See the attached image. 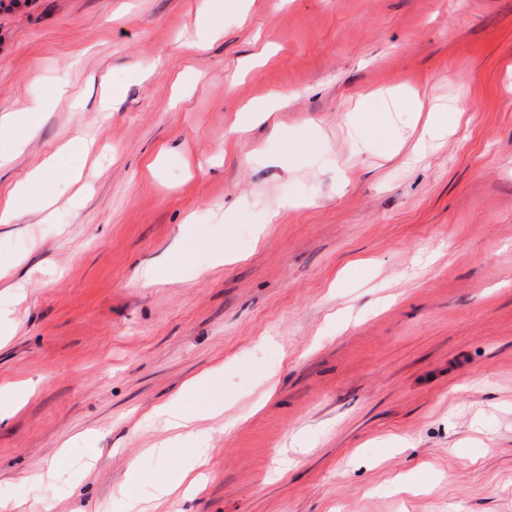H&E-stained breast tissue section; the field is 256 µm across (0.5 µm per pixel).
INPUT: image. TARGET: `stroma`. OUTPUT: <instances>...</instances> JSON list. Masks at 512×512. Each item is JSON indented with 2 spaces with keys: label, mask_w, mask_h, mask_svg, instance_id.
Returning <instances> with one entry per match:
<instances>
[{
  "label": "stroma",
  "mask_w": 512,
  "mask_h": 512,
  "mask_svg": "<svg viewBox=\"0 0 512 512\" xmlns=\"http://www.w3.org/2000/svg\"><path fill=\"white\" fill-rule=\"evenodd\" d=\"M203 2L0 6V116L37 127L0 129V198L94 142L0 224V385L33 386L0 498L108 512L134 461L141 512H512V0H240L199 51ZM419 97L464 110L433 138ZM190 215L235 261L141 287ZM219 364L207 480L157 500L150 411Z\"/></svg>",
  "instance_id": "1"
}]
</instances>
